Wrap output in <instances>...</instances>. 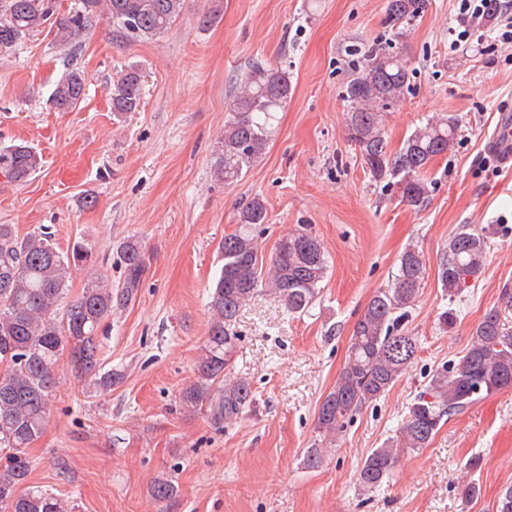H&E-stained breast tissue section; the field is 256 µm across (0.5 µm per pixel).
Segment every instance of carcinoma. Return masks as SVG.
Masks as SVG:
<instances>
[{"label":"carcinoma","mask_w":512,"mask_h":512,"mask_svg":"<svg viewBox=\"0 0 512 512\" xmlns=\"http://www.w3.org/2000/svg\"><path fill=\"white\" fill-rule=\"evenodd\" d=\"M185 0H78L73 12L56 16L50 0H0V51L15 47L31 33L50 27L68 43L106 14L126 38H153L181 15ZM427 7V0H388L387 22L395 29L394 43L354 48L357 62L344 85L349 102L347 139L360 150L371 177L399 189L400 201L419 208L425 201V173L430 162L455 143L458 119L452 114L431 117L392 151L386 132L389 108L408 92L413 70L403 48L407 30ZM85 74L63 73L51 103L73 109L85 95ZM288 73L261 60L253 61L228 107L224 132L213 164L215 176L233 183L265 155L277 113L292 97ZM141 101V71L128 66L112 81V111L135 112ZM41 158L20 143L0 150V171L24 182L40 168ZM267 208L254 197L239 211L237 228L224 236L223 265L208 293L210 320L207 340L196 363L195 378L179 393L189 412L206 414L218 426L231 425L256 402L251 382L230 370L238 336L229 330L240 309L265 290L291 313L313 307L326 277L328 259L321 242L305 228L283 235L269 266L259 264L253 229L265 223ZM490 229L461 225L448 238L438 264V281L449 301L457 299L468 280L478 277L487 261ZM118 249L124 264L122 283L114 286L94 272L74 299L65 296L73 272L93 263L83 243L60 252L53 233L43 228L19 236L11 224H0V512H68L63 498L38 486H26L31 472L27 450L43 433L49 404L58 387L61 357L86 391L104 393L122 380L101 364L96 336L103 321L125 309L135 298L147 270L145 248L136 237ZM426 272L424 255L414 249L399 259L393 284L378 291L353 327L347 361L318 410L317 430L333 440L347 418L384 396L417 357L419 343L406 328ZM512 387V336L505 332L499 310L485 312L472 333L470 347L460 359L436 368L425 388L407 406L396 434L372 449L356 471L364 492L379 490L399 456L429 447L444 419L462 414L484 394ZM159 502L176 498L178 486L169 479L151 485Z\"/></svg>","instance_id":"obj_1"}]
</instances>
